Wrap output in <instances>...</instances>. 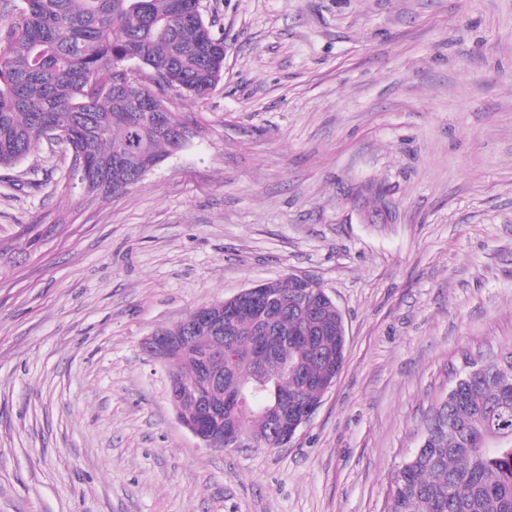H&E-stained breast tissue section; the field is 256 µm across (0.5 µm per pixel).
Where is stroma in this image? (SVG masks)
Returning a JSON list of instances; mask_svg holds the SVG:
<instances>
[{"label":"stroma","instance_id":"1","mask_svg":"<svg viewBox=\"0 0 512 512\" xmlns=\"http://www.w3.org/2000/svg\"><path fill=\"white\" fill-rule=\"evenodd\" d=\"M201 4L224 75L168 94L181 150L91 202L58 141L0 181V512H387L463 353L512 350V0ZM291 274L341 312L335 385L284 447H204L144 339Z\"/></svg>","mask_w":512,"mask_h":512}]
</instances>
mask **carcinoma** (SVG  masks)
I'll use <instances>...</instances> for the list:
<instances>
[{
    "mask_svg": "<svg viewBox=\"0 0 512 512\" xmlns=\"http://www.w3.org/2000/svg\"><path fill=\"white\" fill-rule=\"evenodd\" d=\"M0 25V169L22 161L39 141L71 152L75 182L88 200L140 183L151 160L174 150L168 130L149 114L169 111L171 90L205 97L222 79L224 37L196 0H22ZM140 62L136 71L129 62ZM390 218L387 190L374 192ZM274 308L244 315L230 330H196V313L165 327L185 337L168 374L197 386L211 360L224 384V422L256 448L276 445L272 416L282 398L309 403L321 381L341 371L345 328L334 307L313 295L300 302L292 278L273 283ZM279 339L277 357L261 345ZM470 372L431 404L426 443L392 475L389 512H512V352L465 358ZM251 393L242 408L238 395Z\"/></svg>",
    "mask_w": 512,
    "mask_h": 512,
    "instance_id": "cac0c4a2",
    "label": "carcinoma"
}]
</instances>
